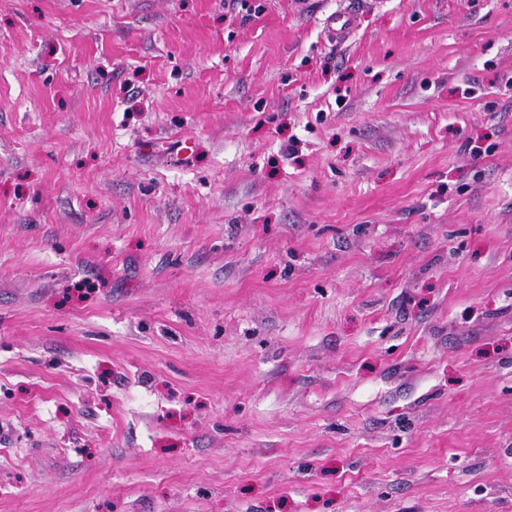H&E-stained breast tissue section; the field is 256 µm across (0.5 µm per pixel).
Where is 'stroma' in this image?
I'll list each match as a JSON object with an SVG mask.
<instances>
[{"mask_svg": "<svg viewBox=\"0 0 512 512\" xmlns=\"http://www.w3.org/2000/svg\"><path fill=\"white\" fill-rule=\"evenodd\" d=\"M0 512H512V0H0Z\"/></svg>", "mask_w": 512, "mask_h": 512, "instance_id": "1", "label": "stroma"}]
</instances>
